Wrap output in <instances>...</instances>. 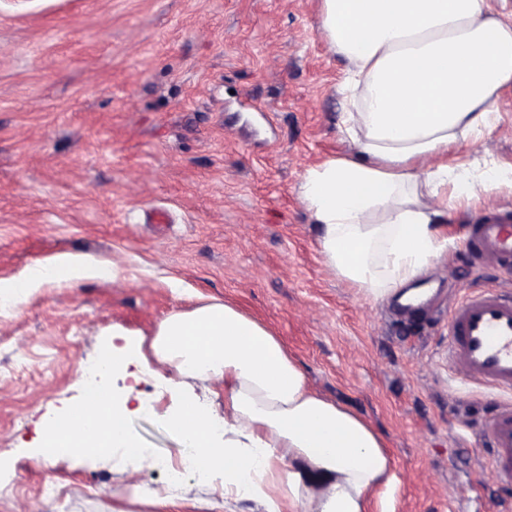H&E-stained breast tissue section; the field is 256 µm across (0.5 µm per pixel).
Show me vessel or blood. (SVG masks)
Instances as JSON below:
<instances>
[{
    "instance_id": "1",
    "label": "vessel or blood",
    "mask_w": 512,
    "mask_h": 512,
    "mask_svg": "<svg viewBox=\"0 0 512 512\" xmlns=\"http://www.w3.org/2000/svg\"><path fill=\"white\" fill-rule=\"evenodd\" d=\"M465 247L475 267L492 265L512 278V210H498L468 225ZM448 362L467 380L496 392L480 430L494 448L490 469L512 484V290H471L448 319Z\"/></svg>"
}]
</instances>
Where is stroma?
<instances>
[{
	"label": "stroma",
	"instance_id": "obj_1",
	"mask_svg": "<svg viewBox=\"0 0 512 512\" xmlns=\"http://www.w3.org/2000/svg\"><path fill=\"white\" fill-rule=\"evenodd\" d=\"M318 2L0 0V512H207V484L156 506L129 485L164 487L162 473L37 450L42 421L84 399V362L224 301L382 435L394 479L374 496L391 512L512 506L477 430L492 395L449 368L447 314L470 289L512 284L463 245L466 225L512 208V186L449 201L448 244L418 281L446 294L434 319L395 320L392 299L338 278L299 191L307 168L355 149L339 130L347 64L320 34ZM496 110V128L456 152L477 175L512 171V89ZM62 261L80 276H36ZM100 265L113 279L92 275ZM103 387L151 400L132 434L180 456L168 424L180 400L161 380L114 371Z\"/></svg>",
	"mask_w": 512,
	"mask_h": 512
}]
</instances>
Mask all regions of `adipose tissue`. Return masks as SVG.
Here are the masks:
<instances>
[{
  "instance_id": "obj_1",
  "label": "adipose tissue",
  "mask_w": 512,
  "mask_h": 512,
  "mask_svg": "<svg viewBox=\"0 0 512 512\" xmlns=\"http://www.w3.org/2000/svg\"><path fill=\"white\" fill-rule=\"evenodd\" d=\"M320 24L348 63L340 130L356 150L306 169L300 194L325 264L383 299L439 257L449 198L474 194L468 169L448 157L494 125L498 94L512 86V23L486 0H321ZM136 359L170 371L181 404L169 425L210 476L211 512L232 498L265 512H368L370 493L393 480L378 433L314 393L279 337L228 303L169 314ZM189 378L223 381V412L189 395ZM127 415L102 393L46 420L44 443L77 461L118 448L138 472L146 458Z\"/></svg>"
}]
</instances>
